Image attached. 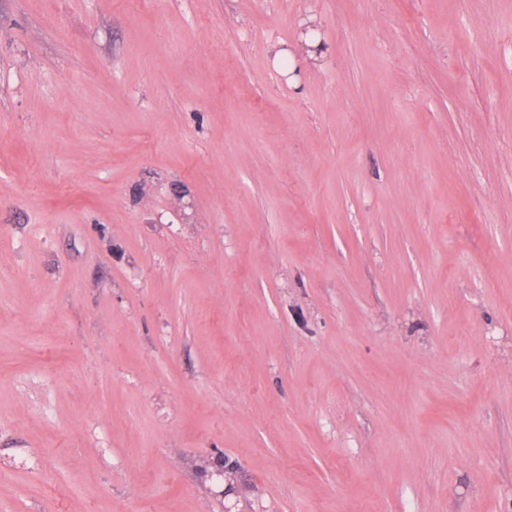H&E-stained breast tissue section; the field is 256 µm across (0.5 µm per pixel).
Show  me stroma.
Segmentation results:
<instances>
[{"label": "stroma", "instance_id": "35a3bbf8", "mask_svg": "<svg viewBox=\"0 0 512 512\" xmlns=\"http://www.w3.org/2000/svg\"><path fill=\"white\" fill-rule=\"evenodd\" d=\"M0 512H512V0H0Z\"/></svg>", "mask_w": 512, "mask_h": 512}]
</instances>
